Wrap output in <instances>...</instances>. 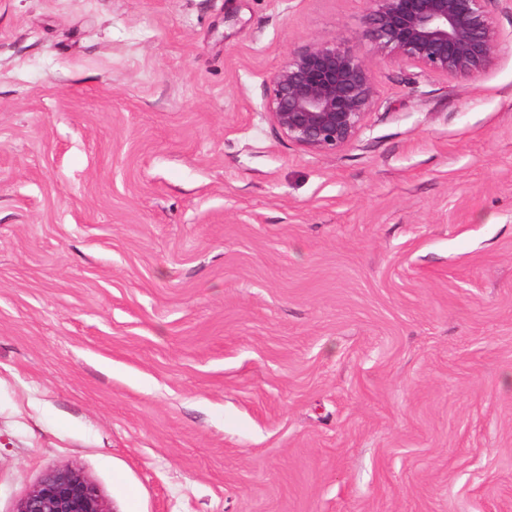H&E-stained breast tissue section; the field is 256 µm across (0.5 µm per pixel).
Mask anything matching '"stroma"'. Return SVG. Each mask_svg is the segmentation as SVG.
Returning <instances> with one entry per match:
<instances>
[{
  "label": "stroma",
  "mask_w": 512,
  "mask_h": 512,
  "mask_svg": "<svg viewBox=\"0 0 512 512\" xmlns=\"http://www.w3.org/2000/svg\"><path fill=\"white\" fill-rule=\"evenodd\" d=\"M368 8L0 0V512H512V0L289 143L271 77ZM16 512H110L89 478L76 467L51 468L23 497Z\"/></svg>",
  "instance_id": "35a3bbf8"
}]
</instances>
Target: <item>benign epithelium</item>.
<instances>
[{
  "label": "benign epithelium",
  "instance_id": "obj_1",
  "mask_svg": "<svg viewBox=\"0 0 512 512\" xmlns=\"http://www.w3.org/2000/svg\"><path fill=\"white\" fill-rule=\"evenodd\" d=\"M360 40L375 56L423 74L473 79L495 63L503 42L495 0H369ZM377 89L372 60L337 40L318 39L288 56L270 79L265 112L288 142L310 152L340 151L367 125ZM16 512H109L76 467L51 468Z\"/></svg>",
  "mask_w": 512,
  "mask_h": 512
}]
</instances>
